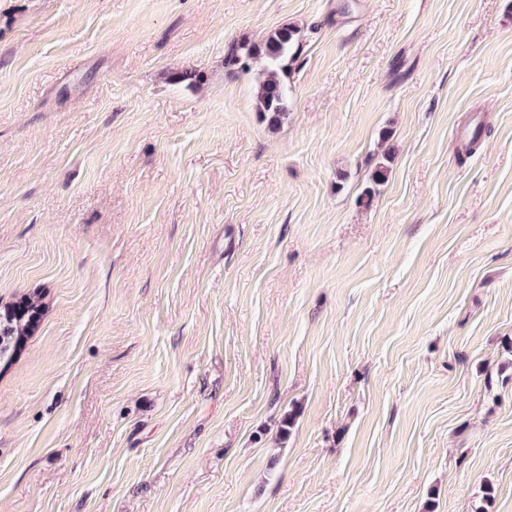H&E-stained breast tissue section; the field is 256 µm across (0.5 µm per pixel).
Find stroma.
<instances>
[{"instance_id": "35a3bbf8", "label": "stroma", "mask_w": 512, "mask_h": 512, "mask_svg": "<svg viewBox=\"0 0 512 512\" xmlns=\"http://www.w3.org/2000/svg\"><path fill=\"white\" fill-rule=\"evenodd\" d=\"M36 291L0 512H512V0H0ZM297 35L294 27L283 26L271 32L259 45L239 44L232 47L224 58V65L231 69L242 67L245 64L243 59L253 55L264 56L269 60L270 67L257 86L255 100L257 112L270 126L279 125L288 114L285 84L278 64L296 45L298 48Z\"/></svg>"}]
</instances>
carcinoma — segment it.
<instances>
[{
	"mask_svg": "<svg viewBox=\"0 0 512 512\" xmlns=\"http://www.w3.org/2000/svg\"><path fill=\"white\" fill-rule=\"evenodd\" d=\"M297 29L280 27L271 32L259 45L239 44L231 48L224 58L228 68L240 67L244 59L254 55L264 56L270 67L255 93L256 110L270 126L279 125L287 116L285 84L279 62L298 45ZM44 307V296L33 292L15 303L0 305V363L8 365L16 358L26 339L33 334Z\"/></svg>",
	"mask_w": 512,
	"mask_h": 512,
	"instance_id": "carcinoma-1",
	"label": "carcinoma"
}]
</instances>
